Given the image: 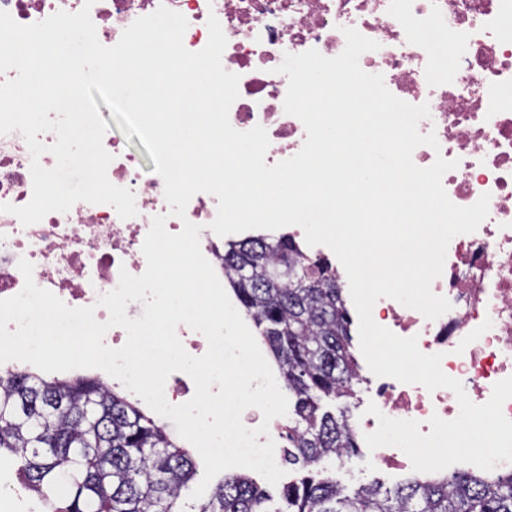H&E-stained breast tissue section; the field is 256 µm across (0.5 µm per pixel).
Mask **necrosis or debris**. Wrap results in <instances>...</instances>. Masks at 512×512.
Returning <instances> with one entry per match:
<instances>
[{"label": "necrosis or debris", "instance_id": "obj_1", "mask_svg": "<svg viewBox=\"0 0 512 512\" xmlns=\"http://www.w3.org/2000/svg\"><path fill=\"white\" fill-rule=\"evenodd\" d=\"M162 5L187 19L184 45L193 52L206 46L207 20L216 15L227 38L222 65L239 77L229 121L240 131L266 129L269 165L297 154L307 138L301 120L284 110L288 79L277 71L284 55L314 48L337 56L347 27L378 42V50L361 55V68L383 75L401 100L429 106L419 130L435 133L438 145L417 147L415 165L429 167L440 156L456 161L442 180L449 199L467 207L486 193L490 201L478 230L451 240L432 283L433 292L449 300V311L430 320L382 298L372 317L398 336L416 338L422 353L441 354L442 371L462 382L468 398L488 401L494 384L512 376V0H95L89 9L99 42L110 47ZM82 7L84 0H0V11L22 25ZM447 44L454 47L448 57L441 53ZM103 146L113 157L108 178L134 193L137 216L124 220L111 205L80 201L26 227L0 211V299L22 290L18 262L24 258L39 287L69 306H95L96 319L106 321L97 297L117 287L121 271H145L142 245L157 215L166 216L172 233L186 220L200 225L202 253L223 274L222 250L210 229L217 197L196 194L185 219L169 216L161 176L146 174L125 140L108 133ZM32 161L20 132L0 136V204L30 201ZM370 392L379 415L417 421L424 434L432 416L459 414L447 388L431 392L379 376Z\"/></svg>", "mask_w": 512, "mask_h": 512}]
</instances>
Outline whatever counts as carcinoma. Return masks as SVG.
Returning <instances> with one entry per match:
<instances>
[{
    "instance_id": "cac0c4a2",
    "label": "carcinoma",
    "mask_w": 512,
    "mask_h": 512,
    "mask_svg": "<svg viewBox=\"0 0 512 512\" xmlns=\"http://www.w3.org/2000/svg\"><path fill=\"white\" fill-rule=\"evenodd\" d=\"M224 280L277 363L294 418L288 462L316 467L357 448L348 411L326 398H354L358 381L351 318L328 263L299 251L287 234L227 244ZM45 512H512L506 476L429 473L397 488L379 483L349 493L335 479L305 475L283 487L270 511L259 487L230 471L209 500L184 510L196 464L139 405L94 376L47 378L0 372V455Z\"/></svg>"
}]
</instances>
